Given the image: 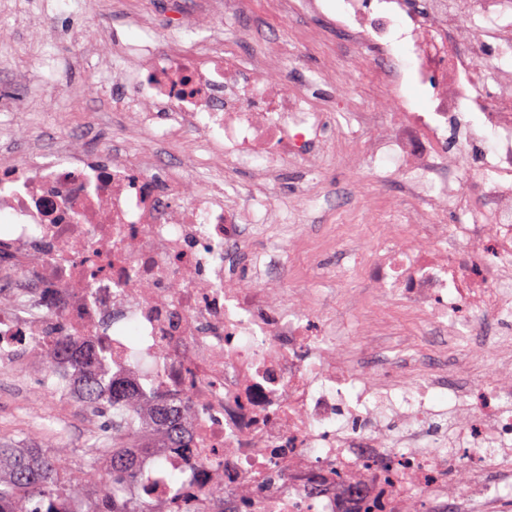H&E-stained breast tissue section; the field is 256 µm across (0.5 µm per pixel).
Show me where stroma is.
I'll list each match as a JSON object with an SVG mask.
<instances>
[{"label": "stroma", "instance_id": "1", "mask_svg": "<svg viewBox=\"0 0 512 512\" xmlns=\"http://www.w3.org/2000/svg\"><path fill=\"white\" fill-rule=\"evenodd\" d=\"M196 0H0V123L27 119L46 137L53 138L77 128L86 129L108 142L123 128L112 117V100L131 93L128 83L104 72L91 48L104 42L124 50L140 43L145 30L130 23L131 14L144 15L151 28L163 30L179 13L189 11ZM256 21L253 38L242 41L241 49L254 55L259 42L297 36L309 18L273 10L271 0H253L250 8L227 15L225 34L236 25ZM343 37L330 31L320 45L303 46L288 82L297 87L307 80H320L317 93L329 98L334 90L328 82L325 59L335 55L345 75V90L356 98L375 102L382 92L373 73L359 68L342 49ZM314 197L305 211H297L288 227L274 228L268 241L287 246L289 236H307L322 225L332 224L340 239L335 250L322 254L318 265L326 275L303 273L296 267V254H289L293 267L288 279L292 288H313L336 297V316L349 327L351 346H360L361 323L365 318L352 295L364 293L360 278V250L375 242L385 225L397 223L394 214L380 213L375 199L397 192V184L378 185L363 147L348 154L323 159L320 179L312 186ZM100 424L81 405H74L67 419L54 417L53 407L41 381L26 382L19 370L0 367V439L16 447L33 448L42 435L58 431L74 455L91 445V435Z\"/></svg>", "mask_w": 512, "mask_h": 512}]
</instances>
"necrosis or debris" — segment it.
<instances>
[{
    "label": "necrosis or debris",
    "instance_id": "1",
    "mask_svg": "<svg viewBox=\"0 0 512 512\" xmlns=\"http://www.w3.org/2000/svg\"><path fill=\"white\" fill-rule=\"evenodd\" d=\"M230 6L197 0L208 40L175 24L127 49L118 77L137 91L112 103L120 140L47 148L0 127V364L63 376L69 405L81 370L53 346L91 338L96 373L136 390L142 478L121 498L151 512H512V0H343L330 18L320 0H282L369 48L394 108L366 125L402 220L365 254L374 306L357 350L256 240L281 221L269 182L294 164L317 179L362 104L327 108L274 79L298 43L246 57L224 35ZM400 43L428 111L400 94ZM489 139L463 188L460 156ZM241 170L259 184L239 190ZM388 307L430 336L425 350L387 354ZM166 404L190 447L156 425Z\"/></svg>",
    "mask_w": 512,
    "mask_h": 512
}]
</instances>
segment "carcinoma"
<instances>
[{"label":"carcinoma","instance_id":"obj_1","mask_svg":"<svg viewBox=\"0 0 512 512\" xmlns=\"http://www.w3.org/2000/svg\"><path fill=\"white\" fill-rule=\"evenodd\" d=\"M130 398L131 390L124 382L86 375L82 402L89 413L105 419L112 440V447L106 449L110 458L107 483L101 482L99 470L91 465L98 452L95 445L84 449L83 462L74 466L69 462V448L53 435L37 448H9L0 443V512H42L57 490L77 495L94 482L101 483L105 493L96 512H148L143 502L123 505L106 497L141 476L133 452L135 422L125 412ZM156 418L170 429L176 447H186L188 439L180 426L178 410L160 409Z\"/></svg>","mask_w":512,"mask_h":512}]
</instances>
